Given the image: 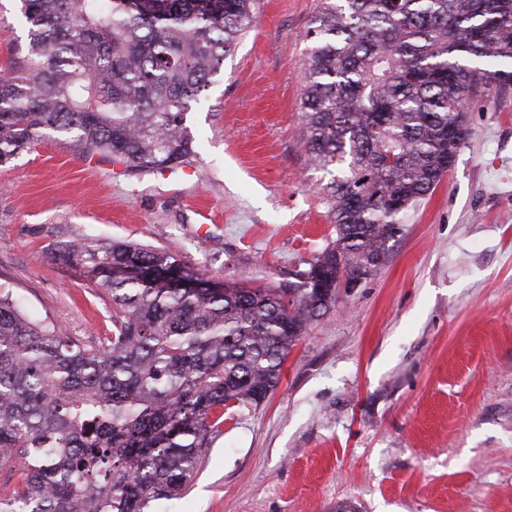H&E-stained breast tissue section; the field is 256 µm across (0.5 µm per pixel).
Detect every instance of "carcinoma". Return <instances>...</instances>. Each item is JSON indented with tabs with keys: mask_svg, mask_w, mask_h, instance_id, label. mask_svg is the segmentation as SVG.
<instances>
[{
	"mask_svg": "<svg viewBox=\"0 0 512 512\" xmlns=\"http://www.w3.org/2000/svg\"><path fill=\"white\" fill-rule=\"evenodd\" d=\"M256 0H18L28 66L0 78V163L53 135L131 169L195 155L186 112ZM303 97L336 239L300 288H175L172 252L74 242L55 258L112 298L87 340L28 316L0 282V512H149L180 499L224 411L259 405L336 278L385 259L407 208L454 165L473 101L512 85V0H320ZM156 278L124 275L129 266Z\"/></svg>",
	"mask_w": 512,
	"mask_h": 512,
	"instance_id": "carcinoma-1",
	"label": "carcinoma"
}]
</instances>
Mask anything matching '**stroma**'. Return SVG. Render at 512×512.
Returning <instances> with one entry per match:
<instances>
[{"instance_id": "stroma-1", "label": "stroma", "mask_w": 512, "mask_h": 512, "mask_svg": "<svg viewBox=\"0 0 512 512\" xmlns=\"http://www.w3.org/2000/svg\"><path fill=\"white\" fill-rule=\"evenodd\" d=\"M319 0H258L157 174L48 137L0 165V278L22 308L101 336L112 300L51 255L75 236L164 247L208 279L295 288L336 237L302 93ZM0 0V74L22 62ZM454 166L377 273L311 322L259 406L224 414L186 495L151 512H512V88L475 101Z\"/></svg>"}]
</instances>
